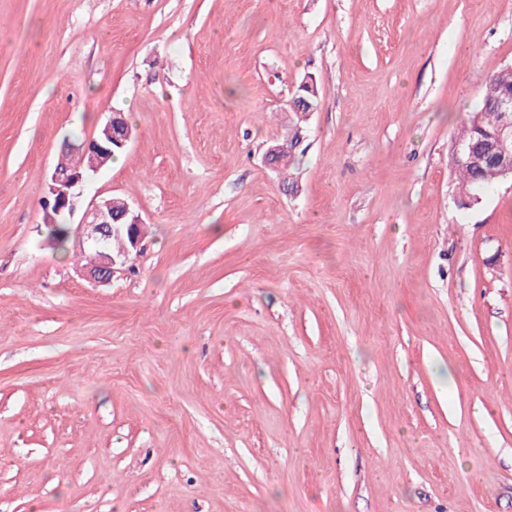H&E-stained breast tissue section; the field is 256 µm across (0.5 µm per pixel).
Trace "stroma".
<instances>
[{
    "label": "stroma",
    "instance_id": "35a3bbf8",
    "mask_svg": "<svg viewBox=\"0 0 512 512\" xmlns=\"http://www.w3.org/2000/svg\"><path fill=\"white\" fill-rule=\"evenodd\" d=\"M510 65L512 0H0V512H512V182L449 165ZM123 111L98 285L42 201ZM318 92L315 84L310 85L308 82H302L290 99L294 98V104L297 108H288V112H292L297 118V121L306 117L308 113L314 112L317 106L318 96L315 93ZM309 104L313 106L314 110L309 109ZM304 105V107L302 106ZM296 141H300L299 130L296 128L293 131V134L288 135V143L286 144H275L268 148L264 161L268 165H279L285 162H288V157L294 151V149L299 145V143L294 146H288L294 144ZM92 200L87 206L81 222L70 224V236L73 245L88 251H94V260L87 269V275L97 283H107L118 271L131 262L141 252L144 239V221L123 199ZM125 204V207L123 208ZM123 210L121 211V209ZM120 212L119 216L116 213ZM76 227H73V226ZM124 235V237L112 236ZM112 238V249L110 239ZM126 248V249H125ZM124 250V251H123ZM113 252H120L117 254ZM122 251V252H121Z\"/></svg>",
    "mask_w": 512,
    "mask_h": 512
}]
</instances>
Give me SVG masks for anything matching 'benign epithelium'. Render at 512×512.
<instances>
[{
  "mask_svg": "<svg viewBox=\"0 0 512 512\" xmlns=\"http://www.w3.org/2000/svg\"><path fill=\"white\" fill-rule=\"evenodd\" d=\"M496 121L491 135L477 145H454V159L459 164L484 166L497 163L503 172H512V159L498 152L499 142L512 137V98H504L494 106ZM132 139V128L121 112H113L102 125V133L90 139L81 150L84 169L68 170L54 168L48 185L49 197L44 203L46 224L56 222L60 216L72 217L78 199L83 195L86 184L105 165L113 149H122ZM294 147L275 144L268 148L264 161L268 165H279L288 161ZM144 221L130 205H125L120 214L112 212L109 200H93L87 206L81 222L70 227L73 245L94 252V260L87 269V275L97 283H107L141 252ZM124 235L129 246L114 254L110 248L112 236Z\"/></svg>",
  "mask_w": 512,
  "mask_h": 512,
  "instance_id": "benign-epithelium-1",
  "label": "benign epithelium"
}]
</instances>
